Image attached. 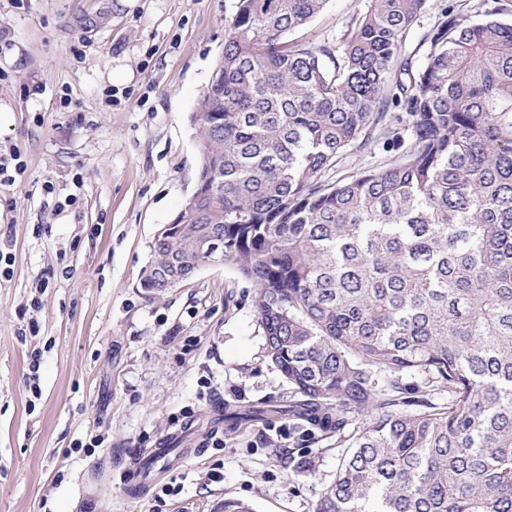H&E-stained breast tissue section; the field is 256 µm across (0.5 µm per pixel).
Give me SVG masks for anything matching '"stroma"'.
Wrapping results in <instances>:
<instances>
[{
  "mask_svg": "<svg viewBox=\"0 0 512 512\" xmlns=\"http://www.w3.org/2000/svg\"><path fill=\"white\" fill-rule=\"evenodd\" d=\"M237 3L0 0V156L25 164L0 185V250L13 257L0 275V512H224L228 497L314 512L336 480L352 429L313 443L277 436L283 416L213 427L223 406L291 395L265 356L248 281L219 264L160 295L139 284L156 230L194 189L191 115ZM369 4L328 0L292 37L340 47ZM449 5L512 24V0H426L401 48L415 68ZM375 382L448 400L412 372ZM183 430L200 454L128 497L127 469Z\"/></svg>",
  "mask_w": 512,
  "mask_h": 512,
  "instance_id": "obj_1",
  "label": "stroma"
}]
</instances>
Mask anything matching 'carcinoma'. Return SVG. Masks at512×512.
Returning a JSON list of instances; mask_svg holds the SVG:
<instances>
[{
  "label": "carcinoma",
  "mask_w": 512,
  "mask_h": 512,
  "mask_svg": "<svg viewBox=\"0 0 512 512\" xmlns=\"http://www.w3.org/2000/svg\"><path fill=\"white\" fill-rule=\"evenodd\" d=\"M326 2L238 0L201 204L140 280L166 292L224 235L294 394L224 421L286 415L314 439L363 419L315 512H512V25L446 7L415 73L401 47L426 0H370L336 54L288 40ZM378 140L398 157L325 180ZM378 370L448 404L400 411ZM378 390L390 392L392 385L398 383L400 386L408 389L409 394L406 400H417L422 398L431 404L441 405L447 403L448 393L437 389L434 384L428 382V378L412 372H377L374 376Z\"/></svg>",
  "instance_id": "obj_1"
}]
</instances>
